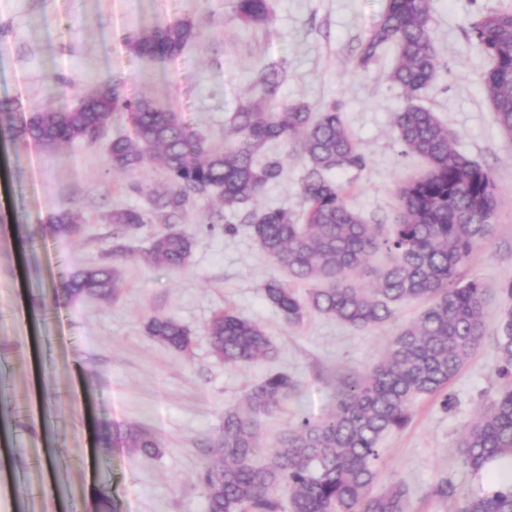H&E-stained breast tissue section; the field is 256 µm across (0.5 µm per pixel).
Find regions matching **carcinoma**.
<instances>
[{
	"mask_svg": "<svg viewBox=\"0 0 512 512\" xmlns=\"http://www.w3.org/2000/svg\"><path fill=\"white\" fill-rule=\"evenodd\" d=\"M237 16L249 25L270 19L269 0H234ZM431 0H387L385 12L356 57L368 67L386 48L395 49L387 79L410 100L394 113L393 126L405 153L425 159L427 173L397 190L395 224H369L347 203L345 187L333 173L366 166L367 157L351 137L336 103L311 111L303 102L276 101L282 69H262L255 95L230 117V145L216 153L195 137L179 115L146 98L126 94L125 80L109 76L70 108L46 105L20 117L11 101L0 100V141L32 142L50 150L61 143L89 140L115 113H123L133 135L112 141L113 167L134 173L152 162L168 179L152 199L151 218L132 209L112 213L118 232L112 253L124 254L140 230L153 220L176 224L201 198L217 192L224 209L240 216L262 252L292 279L312 285L299 298L284 282L263 285L265 299L294 326L309 313L332 318L356 330L394 321L398 306L426 301L414 320L397 327L385 353L364 373L347 379L336 392L333 410L321 419L303 416L283 433L262 464L256 434L258 416L270 414L298 390V382L273 374L255 384L241 403L224 411L218 447L199 475L208 512H280L275 495L288 494L289 512H412L405 484L377 487L380 443L403 430L414 401L441 396L454 406L448 387L478 352L486 336L482 282H462L458 268L494 230L497 185L492 173L455 147L448 126L412 100L434 81L438 59L430 33ZM199 37L188 19L162 23L125 37L141 59L177 57ZM468 40L489 61L484 89L501 133L512 139V8L491 11L470 24ZM297 142L306 159L300 186L303 211L253 206L265 188L278 182L285 158L268 153L273 142ZM80 214L66 210L51 216L54 236L80 231ZM193 239L173 229L156 233L143 255L146 263L183 268ZM384 253L389 262L373 267L369 258ZM119 280L108 265L72 276L62 289L72 298L87 295L114 299ZM503 301L495 349L501 387L490 406L462 433L458 447L466 467L479 474L497 458L512 460V280L502 284ZM148 335L178 351L190 349L191 330L172 317L153 316ZM208 335L224 363L249 366L272 354V343L259 324L224 312L209 323ZM117 441L146 456L158 452L157 437L139 424L127 426ZM436 504L454 503L453 512H512V474L489 488L457 497L456 486L440 479L427 494Z\"/></svg>",
	"mask_w": 512,
	"mask_h": 512,
	"instance_id": "1",
	"label": "carcinoma"
}]
</instances>
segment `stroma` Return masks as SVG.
<instances>
[{
    "mask_svg": "<svg viewBox=\"0 0 512 512\" xmlns=\"http://www.w3.org/2000/svg\"><path fill=\"white\" fill-rule=\"evenodd\" d=\"M511 5L432 0L439 70L418 103L448 125L458 151L491 170L498 206L492 237L458 269L463 280L486 286L488 319L482 348L450 384L455 404L447 410L439 398L417 399L408 426L381 442L378 484L407 485L413 512H444L427 498L441 478L462 493L484 484L463 465L457 442L500 387L495 336L498 290L512 280V140L494 122L483 85L487 61L466 32L482 15ZM385 6L386 0H271L270 21L248 26L233 0H0V26L8 29L0 39V99L24 115L55 98L71 107L98 78L120 75L128 95L176 110L197 137L220 149L224 125L252 94L256 72L283 67L279 101H302L315 111L340 106L368 162L337 179L368 223L391 225L398 186L427 166L405 154L392 126L407 103L403 89L386 78L393 49L367 68L355 62ZM180 18L191 20L201 37L178 57L145 60L128 51V33ZM61 76L67 87L59 86ZM130 132L118 114L91 143L11 149V187L0 198V385L6 388L0 418L9 424L8 443L0 445V512H207L198 477L225 409L268 375L294 377L297 393L257 421L261 448L272 447L301 415L327 414L341 383L376 362L396 324L421 311L414 303L400 306L396 324L365 331L315 314L288 325L261 290L270 278L287 280L286 271L236 214L223 212L235 233L209 227L211 213L223 211L215 193L198 201L180 227L195 241L183 269L143 260L154 224L130 252L113 255L112 211L149 212L153 193L167 184L150 163L133 174L113 168L112 141ZM269 149L285 156V175L256 205L300 211L305 162L293 144ZM134 180L141 192L129 190ZM65 209L81 213L80 233L46 234L47 218ZM102 263L119 273L116 299L58 302L62 283ZM227 310L265 329L272 358L247 367L223 363L208 325ZM155 315L189 326L192 348L179 352L148 336L145 324ZM130 424L158 437V454L103 444L105 433Z\"/></svg>",
    "mask_w": 512,
    "mask_h": 512,
    "instance_id": "35a3bbf8",
    "label": "stroma"
}]
</instances>
